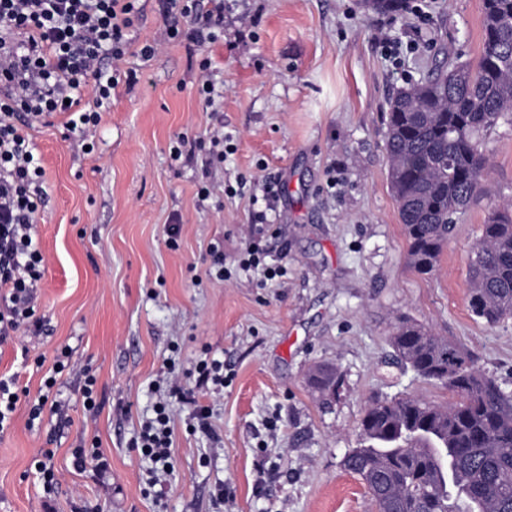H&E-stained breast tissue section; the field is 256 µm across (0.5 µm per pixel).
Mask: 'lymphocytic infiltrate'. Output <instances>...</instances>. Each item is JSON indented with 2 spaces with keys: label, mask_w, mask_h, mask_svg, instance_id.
<instances>
[{
  "label": "lymphocytic infiltrate",
  "mask_w": 512,
  "mask_h": 512,
  "mask_svg": "<svg viewBox=\"0 0 512 512\" xmlns=\"http://www.w3.org/2000/svg\"><path fill=\"white\" fill-rule=\"evenodd\" d=\"M138 0H0V339L35 317L42 255L33 242L44 201V168L30 139L34 123L65 116L72 147L92 145L119 82ZM166 36L207 51L224 0H161ZM132 448L167 473L173 467L170 409L155 405Z\"/></svg>",
  "instance_id": "obj_1"
}]
</instances>
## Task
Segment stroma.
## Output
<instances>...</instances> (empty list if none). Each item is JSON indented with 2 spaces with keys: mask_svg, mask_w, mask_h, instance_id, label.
I'll list each match as a JSON object with an SVG mask.
<instances>
[{
  "mask_svg": "<svg viewBox=\"0 0 512 512\" xmlns=\"http://www.w3.org/2000/svg\"><path fill=\"white\" fill-rule=\"evenodd\" d=\"M410 4L392 15L364 0H224V36L207 52L224 84L213 113L197 93L202 54L165 40L157 0H142L135 36L158 50L128 58L137 81L113 91L93 151H72L61 119L32 129L45 169L42 329L0 341V377L23 391L0 433V512H377L343 465L365 407L457 401L397 356L391 334L403 319L463 346L512 390V318L489 325L468 307L470 248L489 206L512 203V123L489 134L485 193L430 275L407 263L385 151L393 95L434 60L478 59L482 0ZM219 125L237 146L224 162L191 145L173 158L178 136ZM269 177L279 186L271 205ZM228 185L239 194H225ZM252 240L266 246L267 264L286 268L280 282L238 270ZM214 248L228 280L209 273ZM64 349L69 365L58 374ZM213 359L224 385L196 387V364ZM318 364L335 368L337 394L309 386ZM171 367L186 392L170 401L175 470L153 487L130 442ZM51 376L60 406L31 418ZM198 404L210 410L209 431L193 426ZM94 444L106 469L77 467L75 450ZM38 460L57 477L51 489ZM223 487L233 498L220 509Z\"/></svg>",
  "mask_w": 512,
  "mask_h": 512,
  "instance_id": "35a3bbf8",
  "label": "stroma"
}]
</instances>
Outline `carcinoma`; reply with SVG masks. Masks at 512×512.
<instances>
[{"mask_svg": "<svg viewBox=\"0 0 512 512\" xmlns=\"http://www.w3.org/2000/svg\"><path fill=\"white\" fill-rule=\"evenodd\" d=\"M401 13L408 0H366ZM512 120V0H483V48L474 64L448 60L388 104V179L407 239L409 266L435 271L459 215L484 192L487 136ZM469 307L494 325L512 318V205L492 206L469 258ZM397 354L458 397L440 408L414 397L376 399L360 419V447L344 466L358 474L379 512H512V392L480 373L471 353L401 322ZM309 385L339 389L315 366Z\"/></svg>", "mask_w": 512, "mask_h": 512, "instance_id": "1", "label": "carcinoma"}]
</instances>
